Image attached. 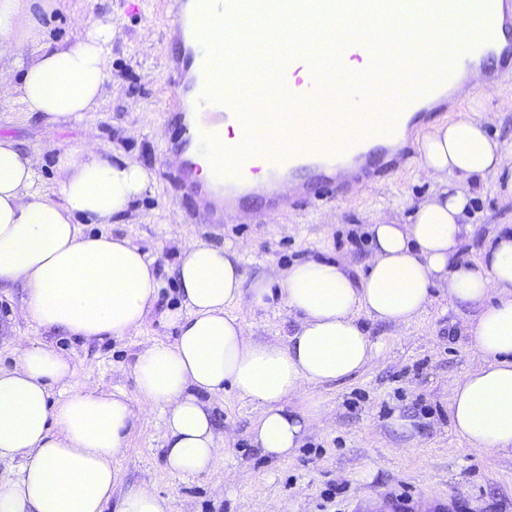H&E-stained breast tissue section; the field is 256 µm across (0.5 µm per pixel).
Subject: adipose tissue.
Listing matches in <instances>:
<instances>
[{
	"instance_id": "obj_1",
	"label": "adipose tissue",
	"mask_w": 512,
	"mask_h": 512,
	"mask_svg": "<svg viewBox=\"0 0 512 512\" xmlns=\"http://www.w3.org/2000/svg\"><path fill=\"white\" fill-rule=\"evenodd\" d=\"M36 5L49 13L57 0H0V53L17 71L10 103L52 124L97 111L112 25L45 43ZM420 159L437 183L433 196L413 223L371 225L372 257L361 275L310 259L249 284L237 253L204 242L183 249L176 273L184 309L168 317L177 334L145 347L134 364L138 393L164 411L170 468L212 470L221 449L203 398L227 387L261 408L253 445L276 460L292 457L320 414L290 407V398L371 363L377 348L362 318L410 325L437 288L474 309L468 333L481 359L449 388L452 431L479 449L512 450V230L495 234L478 259L460 256L473 198L463 182L505 177L512 146L462 112L424 135ZM60 166L66 177L54 196L38 160L0 136V285L20 284L22 316L47 331L84 340L139 332L159 291L152 260L127 239L84 233L80 223L123 215L151 175L93 150L64 156ZM242 305L286 309L298 329L284 345L255 341L234 313ZM17 351L15 366L0 368V460L18 464L0 484V512H105L112 461L140 411L120 393L72 390L71 359L51 343L22 341Z\"/></svg>"
}]
</instances>
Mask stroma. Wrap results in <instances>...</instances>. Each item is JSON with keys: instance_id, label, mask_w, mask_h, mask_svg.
<instances>
[{"instance_id": "stroma-1", "label": "stroma", "mask_w": 512, "mask_h": 512, "mask_svg": "<svg viewBox=\"0 0 512 512\" xmlns=\"http://www.w3.org/2000/svg\"><path fill=\"white\" fill-rule=\"evenodd\" d=\"M90 18L116 30L99 110L50 127L0 101V136L38 157L52 188L65 177L59 156L88 146L151 170L149 189L120 220L82 230L129 239L154 261L159 297L139 333L86 342L24 319L22 288L1 285L0 367L15 364L14 337L49 342L71 357L73 389L120 392L142 408L126 451L112 462L118 477L107 512H116L124 494L141 485L165 500L167 512H277L282 503L288 512H396L403 503L409 512H437L442 502L453 504L455 512H512V453L469 448L450 427L448 386L477 366L479 357L466 332L470 310L441 294L410 326L367 322L378 347L373 361L354 377L291 398L294 407L315 406L323 416L291 459L271 460L254 448L250 428L260 409L227 389L206 399L222 448L213 470L186 476L168 467L162 454L164 414L144 408L132 368L145 346L171 342L175 335L165 314L183 306L175 270L181 250L196 240L238 250L250 281L269 269L319 258L363 272L371 256L370 225L411 223L435 181L420 167L418 150L393 172L384 151L373 162L387 169V176L349 197L267 215L250 202L231 220L206 218L184 186L180 163L169 154L176 115L166 69L178 45L168 27L167 0H60L38 22L48 40L58 41L79 36ZM461 106L482 114L491 138L512 143V85L475 83ZM469 222L463 256L471 260L493 233L512 225V195L487 179L474 192ZM239 315L261 342L287 344L297 329L295 319L279 308H244ZM399 418L412 420V433L396 428Z\"/></svg>"}]
</instances>
